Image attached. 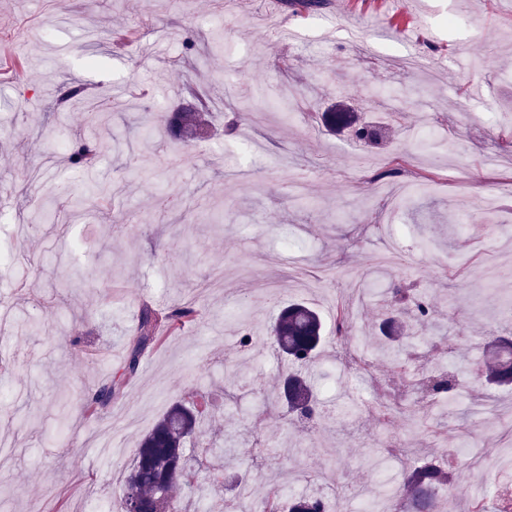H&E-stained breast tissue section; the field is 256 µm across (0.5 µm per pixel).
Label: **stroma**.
Segmentation results:
<instances>
[{
	"instance_id": "stroma-1",
	"label": "stroma",
	"mask_w": 512,
	"mask_h": 512,
	"mask_svg": "<svg viewBox=\"0 0 512 512\" xmlns=\"http://www.w3.org/2000/svg\"><path fill=\"white\" fill-rule=\"evenodd\" d=\"M292 13L277 0H0V439L13 452L0 463V512H94L109 505L143 435L177 401L216 396L217 428L239 431L240 469L255 455L273 480L296 489L343 488L347 507L360 489L377 490L389 471L363 465L381 442L403 440L416 455L470 446L445 497L466 512L483 496L500 505L498 471L488 457L507 436L501 423L450 410L420 430L406 416L369 409L352 418L339 395L336 351L326 348L316 384L334 383L331 418L303 428L264 398L285 373L262 341L240 347L236 316L256 329L278 309L270 294L314 304L326 322L346 306L353 330L371 333L385 307L361 289L394 248L383 288L412 283L435 302L442 335L418 332L424 369L454 376L471 400L492 399L512 413V391L484 385L491 337L512 333L500 312L512 305V0H326ZM137 38L121 42L119 31ZM72 82L112 100L102 128L61 111ZM212 95L209 133L171 141L181 164L159 175L143 141L158 137L173 110L191 104L183 84ZM305 91L308 104L285 111L280 86ZM254 91L238 135L224 114L239 87ZM344 101L365 120L400 121L379 148L332 131L321 115ZM108 148L85 174L70 176L71 142L91 134ZM265 149L252 163L244 145ZM402 169L414 185L401 197ZM95 184L112 198L67 220L70 202ZM174 190L183 208L166 217L156 198ZM129 216L124 231L110 220ZM413 226L394 245L389 223ZM432 241L430 248L421 238ZM191 303L197 321L143 356L123 397L92 418L80 405L122 370L139 306ZM245 363L244 377L230 366ZM262 417L260 427L243 414Z\"/></svg>"
}]
</instances>
